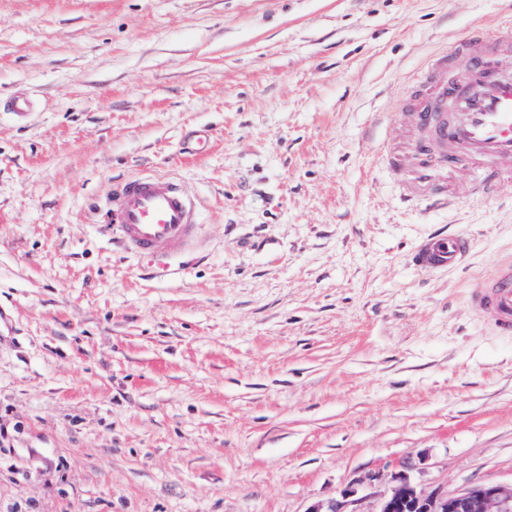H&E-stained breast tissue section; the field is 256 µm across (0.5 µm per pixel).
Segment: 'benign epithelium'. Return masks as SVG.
Masks as SVG:
<instances>
[{
	"mask_svg": "<svg viewBox=\"0 0 512 512\" xmlns=\"http://www.w3.org/2000/svg\"><path fill=\"white\" fill-rule=\"evenodd\" d=\"M376 512H512V487L479 482L450 495L420 488L401 469L392 475V485Z\"/></svg>",
	"mask_w": 512,
	"mask_h": 512,
	"instance_id": "1",
	"label": "benign epithelium"
}]
</instances>
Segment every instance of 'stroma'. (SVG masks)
<instances>
[{
  "label": "stroma",
  "instance_id": "stroma-1",
  "mask_svg": "<svg viewBox=\"0 0 512 512\" xmlns=\"http://www.w3.org/2000/svg\"><path fill=\"white\" fill-rule=\"evenodd\" d=\"M512 0H0V512H375L401 465L512 485V336L469 303L512 184L402 202L408 78ZM212 142L192 152L195 131ZM177 176L200 256L145 280L90 200ZM438 231L467 267L409 254ZM472 240L458 233L438 232L420 242L411 254L412 265L424 271L457 268L471 257Z\"/></svg>",
  "mask_w": 512,
  "mask_h": 512
}]
</instances>
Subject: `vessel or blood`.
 <instances>
[{"instance_id":"b4317fda","label":"vessel or blood","mask_w":512,"mask_h":512,"mask_svg":"<svg viewBox=\"0 0 512 512\" xmlns=\"http://www.w3.org/2000/svg\"><path fill=\"white\" fill-rule=\"evenodd\" d=\"M468 64L454 70L455 56ZM395 134L376 153L389 167L408 166L414 182H427L432 168L466 160L483 169L474 190L494 192L512 181V23L478 27L451 50L431 56L408 85ZM98 235L117 242L146 271L174 274L176 260L194 255L198 205L183 184L167 174L117 179L95 207ZM472 240L438 232L420 242L412 265L438 271L464 265ZM475 311L502 335L512 334V259L498 262L471 293Z\"/></svg>"}]
</instances>
